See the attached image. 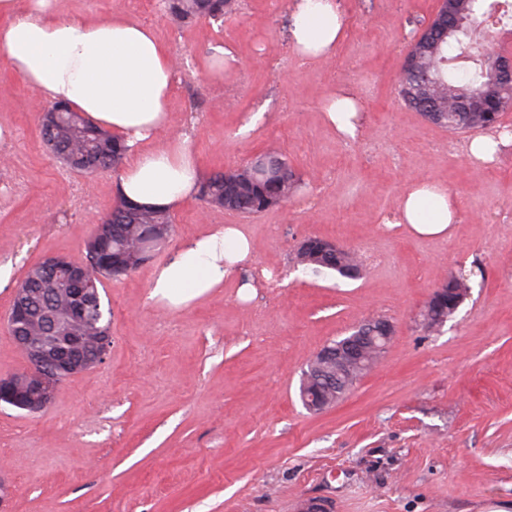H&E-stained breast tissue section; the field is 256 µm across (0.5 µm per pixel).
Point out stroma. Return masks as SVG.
Masks as SVG:
<instances>
[{"label":"stroma","mask_w":512,"mask_h":512,"mask_svg":"<svg viewBox=\"0 0 512 512\" xmlns=\"http://www.w3.org/2000/svg\"><path fill=\"white\" fill-rule=\"evenodd\" d=\"M345 36L303 61L289 40L290 0H236L223 22L184 24L161 0H59L70 15L122 13L179 56L170 127L203 174L274 152L305 183L288 203L245 218L193 198L173 211L168 243L100 289L111 312L102 364L65 379L44 411L0 405L6 512H512V110L489 167L471 133L450 134L405 106L398 75L410 37L439 0H339ZM229 74L209 72L214 46ZM355 96L362 125L344 140L325 120L332 90ZM48 104L0 50V376L27 362L4 320L26 271L50 255L83 260L118 175L67 171L42 143ZM443 183L459 203L444 238L388 225L412 186ZM239 226L251 266L188 303L152 297L180 244ZM318 236L355 251L359 278L296 263ZM456 273L470 285L453 319L420 313ZM253 290H245L247 282ZM395 333L380 364L319 413L302 374L329 342L371 318Z\"/></svg>","instance_id":"35a3bbf8"}]
</instances>
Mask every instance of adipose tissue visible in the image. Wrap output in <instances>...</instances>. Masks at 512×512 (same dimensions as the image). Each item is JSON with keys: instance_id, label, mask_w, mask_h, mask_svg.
Masks as SVG:
<instances>
[{"instance_id": "obj_1", "label": "adipose tissue", "mask_w": 512, "mask_h": 512, "mask_svg": "<svg viewBox=\"0 0 512 512\" xmlns=\"http://www.w3.org/2000/svg\"><path fill=\"white\" fill-rule=\"evenodd\" d=\"M291 40L300 57L331 56L343 35L336 0H293ZM0 49L12 70L46 101L62 102L92 122L125 138L129 147L118 182L129 202L166 210L194 197L202 173L187 139L152 141L168 124L179 58L155 32L127 15L63 14L58 0H0ZM325 118L347 140L356 139L354 96L332 92ZM457 206L447 188L425 183L406 191L396 223L423 237H444ZM254 248L237 226L211 229L185 240L153 279L154 296L180 305L223 284L248 264Z\"/></svg>"}]
</instances>
